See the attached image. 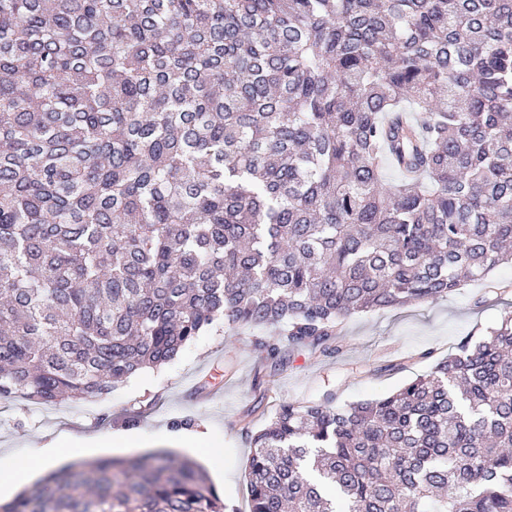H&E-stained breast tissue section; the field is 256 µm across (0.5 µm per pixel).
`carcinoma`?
Returning <instances> with one entry per match:
<instances>
[{"label": "carcinoma", "mask_w": 512, "mask_h": 512, "mask_svg": "<svg viewBox=\"0 0 512 512\" xmlns=\"http://www.w3.org/2000/svg\"><path fill=\"white\" fill-rule=\"evenodd\" d=\"M503 263L512 0H0V399H104L221 320L330 356ZM243 432L251 512H512V315ZM0 512L237 510L159 452Z\"/></svg>", "instance_id": "obj_1"}]
</instances>
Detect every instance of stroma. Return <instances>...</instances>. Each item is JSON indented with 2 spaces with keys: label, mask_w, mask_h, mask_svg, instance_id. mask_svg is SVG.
Instances as JSON below:
<instances>
[{
  "label": "stroma",
  "mask_w": 512,
  "mask_h": 512,
  "mask_svg": "<svg viewBox=\"0 0 512 512\" xmlns=\"http://www.w3.org/2000/svg\"><path fill=\"white\" fill-rule=\"evenodd\" d=\"M511 313L512 266L503 264L487 282L464 283L435 301L352 315L339 327L335 354L294 351L277 371L250 335L231 341L225 332L207 331L173 361L141 370L105 400L57 407L0 403V466L23 465L30 448L56 438L80 447L108 432L146 440L147 451L180 456V440L196 433L214 452L208 476L218 494L249 512L243 426L259 430L282 403L316 402L329 390L340 402L387 395Z\"/></svg>",
  "instance_id": "obj_1"
}]
</instances>
